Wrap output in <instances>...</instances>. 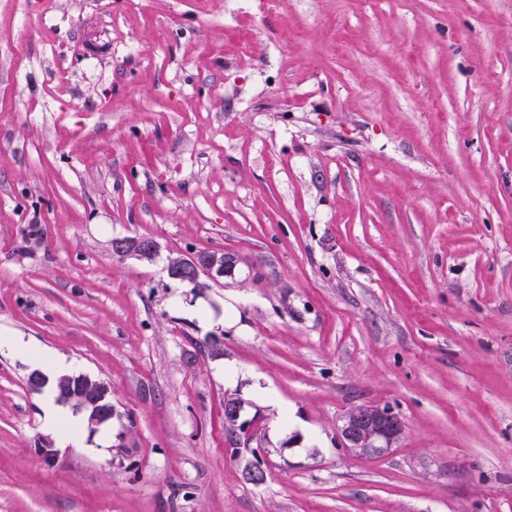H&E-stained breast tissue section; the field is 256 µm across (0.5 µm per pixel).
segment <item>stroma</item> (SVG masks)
I'll return each mask as SVG.
<instances>
[{"label": "stroma", "instance_id": "stroma-1", "mask_svg": "<svg viewBox=\"0 0 512 512\" xmlns=\"http://www.w3.org/2000/svg\"><path fill=\"white\" fill-rule=\"evenodd\" d=\"M1 334L113 415L56 447L0 352V512H512V0H0ZM112 252L121 258H135L152 262L158 255L156 242L147 237L115 238L112 240ZM235 265V259L218 250L170 258L167 269L173 279L195 285L202 276L214 283L231 277ZM229 399L224 401V427L230 429L234 448H252L251 444L257 437L255 420H241L242 400ZM340 436L344 448L365 456H384L397 448L405 425L392 410L377 405H359L342 417Z\"/></svg>", "mask_w": 512, "mask_h": 512}]
</instances>
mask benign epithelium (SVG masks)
<instances>
[{
	"mask_svg": "<svg viewBox=\"0 0 512 512\" xmlns=\"http://www.w3.org/2000/svg\"><path fill=\"white\" fill-rule=\"evenodd\" d=\"M112 252L121 258H135L152 262L158 255L156 242L147 237L115 238ZM236 260L222 251H206L190 256H179L168 261L169 275L181 282L196 284L201 277L214 283L233 274ZM70 380L68 402L80 409H89V424L100 426L112 418V404L108 401V389L84 374L67 376ZM242 400L224 401V427L232 434L236 448H249L256 439L253 420L241 419ZM405 432V425L392 410L377 405H359L348 410L342 417L340 436L349 451L365 456H384L398 447Z\"/></svg>",
	"mask_w": 512,
	"mask_h": 512,
	"instance_id": "benign-epithelium-1",
	"label": "benign epithelium"
}]
</instances>
